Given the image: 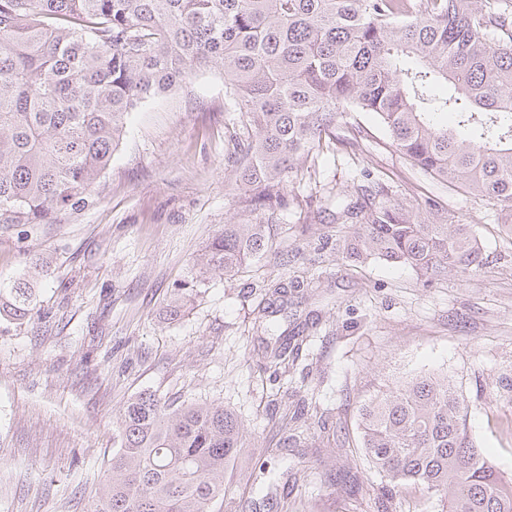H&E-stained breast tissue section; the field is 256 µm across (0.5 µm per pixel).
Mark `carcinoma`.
Segmentation results:
<instances>
[{
  "mask_svg": "<svg viewBox=\"0 0 512 512\" xmlns=\"http://www.w3.org/2000/svg\"><path fill=\"white\" fill-rule=\"evenodd\" d=\"M217 68L247 135L236 180L255 221L230 222L204 253L231 275L273 248L290 177L336 141L341 112H368L415 166L512 209V15L476 0H0V221L44 224L86 204L145 101ZM344 206L336 260L412 269L430 285L483 266L471 224L431 219L372 181ZM288 304L267 289L256 320ZM28 283L0 288V313L31 318ZM295 335L269 359L288 362ZM471 407L448 374L381 385L360 403L358 445L390 496L414 488L440 512H512V478L483 456ZM119 447L94 512H210L243 447L220 403L161 401L119 411Z\"/></svg>",
  "mask_w": 512,
  "mask_h": 512,
  "instance_id": "1",
  "label": "carcinoma"
}]
</instances>
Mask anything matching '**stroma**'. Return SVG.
<instances>
[{
  "instance_id": "obj_1",
  "label": "stroma",
  "mask_w": 512,
  "mask_h": 512,
  "mask_svg": "<svg viewBox=\"0 0 512 512\" xmlns=\"http://www.w3.org/2000/svg\"><path fill=\"white\" fill-rule=\"evenodd\" d=\"M238 121L222 74L197 72L128 117L88 206L0 223V284L30 281L37 303L29 321L0 317V512H92L119 411L144 391L220 402L244 422L213 512H436L417 490L388 502L355 476L358 401L427 371L454 381L483 454L512 478V214L424 174L353 112L288 183L273 252L231 277L201 274L211 238L249 218L230 155ZM366 169L407 208L430 197L475 225L485 265L426 287L406 268L337 261L329 195L356 192ZM314 277L320 287L256 327L261 285ZM301 329L287 370L267 366V347ZM298 409L308 430L281 451V417Z\"/></svg>"
}]
</instances>
